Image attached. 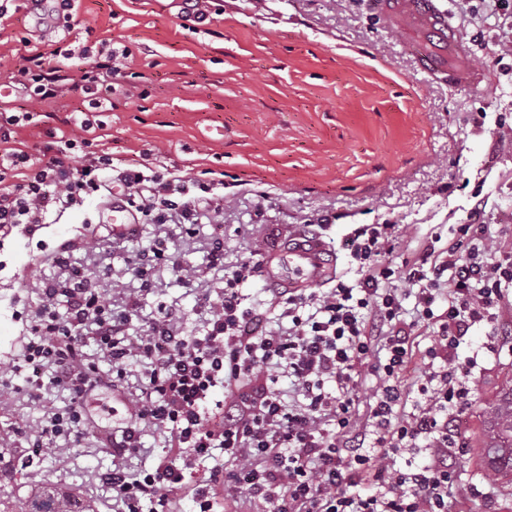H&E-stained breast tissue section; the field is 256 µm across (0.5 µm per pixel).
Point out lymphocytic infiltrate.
I'll return each instance as SVG.
<instances>
[{"label":"lymphocytic infiltrate","instance_id":"obj_1","mask_svg":"<svg viewBox=\"0 0 512 512\" xmlns=\"http://www.w3.org/2000/svg\"><path fill=\"white\" fill-rule=\"evenodd\" d=\"M73 0H58L63 22L48 35L55 48L31 66L18 68L14 80L30 101L43 102L77 85L88 106L106 111L118 81L135 78L129 48L111 51L106 61L76 64L60 49L70 32ZM33 113L0 111V238L15 229L34 228L82 207L91 195L111 207L112 189L138 224H196L199 217L224 213L223 181L188 179L174 170L117 166L112 154L94 148L81 119L80 135L61 134L43 155L10 147L11 128ZM485 209L476 199L457 231L465 248L447 257L422 249L405 260L406 280L415 285V304L405 308V293L394 271L380 261L395 246L391 224H364L350 233L352 258L364 273L359 285L337 281L325 291L273 289L284 327L274 326L244 304L242 286L259 264L241 260L224 275L220 292L199 294L207 317L200 332L184 334L180 310L161 308L145 329L131 333L139 308L138 292L119 288L121 304L103 299L90 279L67 270L43 288L28 329L21 358L8 366L23 377L27 396L38 400L45 379L68 391L70 405L45 413L35 433L41 449L65 439L79 447L93 425L85 407L105 381L86 355L87 343L112 364L117 379L131 365L140 368L141 390L121 393L119 403L132 420L113 432L107 446L112 468L101 479L121 504V512H162L171 493L183 490L196 460L224 452L229 467L210 475L193 494L196 512H217L219 502L246 493L252 512H448L457 481L448 462L446 415L470 400L473 359L460 358V336L475 324L498 318L512 294V252L495 247L479 219ZM167 265L179 280L196 279L192 266L161 244L139 253L132 266L143 289ZM432 326L436 340L419 388L425 400L416 413L400 416L403 388L399 375L409 359L410 323ZM385 361L371 363L375 346ZM376 373L380 387L370 411L371 426L353 427L355 402L364 370ZM287 390H280V378ZM293 393L287 401L285 393ZM163 435L167 454L152 466L130 469L128 459L142 446L139 424ZM428 450L421 465L397 467L398 453ZM222 482L223 499L213 485Z\"/></svg>","mask_w":512,"mask_h":512}]
</instances>
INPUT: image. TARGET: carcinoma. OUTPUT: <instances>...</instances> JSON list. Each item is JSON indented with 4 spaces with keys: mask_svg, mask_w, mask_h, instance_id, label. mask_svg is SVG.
I'll list each match as a JSON object with an SVG mask.
<instances>
[{
    "mask_svg": "<svg viewBox=\"0 0 512 512\" xmlns=\"http://www.w3.org/2000/svg\"><path fill=\"white\" fill-rule=\"evenodd\" d=\"M480 466L483 474L497 481L512 477V379L502 386L495 403L483 414ZM8 461L23 468L32 457L16 448H0V463ZM24 485H0V512H75L76 495L64 483H39L22 491Z\"/></svg>",
    "mask_w": 512,
    "mask_h": 512,
    "instance_id": "cac0c4a2",
    "label": "carcinoma"
}]
</instances>
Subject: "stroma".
<instances>
[{
  "label": "stroma",
  "mask_w": 512,
  "mask_h": 512,
  "mask_svg": "<svg viewBox=\"0 0 512 512\" xmlns=\"http://www.w3.org/2000/svg\"><path fill=\"white\" fill-rule=\"evenodd\" d=\"M18 3L0 30L2 74L51 50L43 20L49 0L37 9L30 0ZM504 3V15L492 25L480 13L448 7L461 37L452 68L477 79L467 87L430 80L404 33L372 16L370 0H208L200 23L182 19L183 0H76L68 41L75 48L119 42L143 74L136 89L113 95L102 127L91 131L115 164L136 162L149 149L184 175H223L225 266L248 257L255 245L285 244L304 219L328 213L334 221L324 239L335 254L336 275L354 285L362 273L347 246L353 225L397 224L396 248L382 261L398 270L419 246L443 251L456 243L457 226L477 195L486 201L482 220L489 234L502 250L512 249V149L492 147L499 126H512V0ZM0 106L40 112V123L13 135L15 146L35 152L86 102L75 89L33 103L15 85L0 89ZM106 216L91 197L59 223L0 242V364L20 358L41 290L60 275L52 255L67 240L77 243L70 269L95 277L106 294L112 281L99 277L100 266L110 265L113 276L138 289L131 258L167 239L200 275L188 286L159 267L131 330L140 332L164 305L183 312L185 333L201 328L198 289L224 286L223 268L207 262L212 225H197L189 235L172 224H143L134 238L119 240ZM507 328L504 321L477 324L458 348L460 357L476 356L477 363L475 392L457 412L470 429L465 446L452 448L460 489L449 512H512V497L503 484L484 478L475 452L480 414L512 376ZM409 342L412 361L401 374L405 415L421 402L417 381L432 329L416 328ZM113 398L112 391H98L87 407L101 434L61 453L40 452L33 474L74 483L78 494L97 501L99 512H118L98 479L112 465L101 435L112 430ZM69 403L68 392L49 383L36 402L19 380L2 384L0 434L33 448L44 412Z\"/></svg>",
  "instance_id": "1"
}]
</instances>
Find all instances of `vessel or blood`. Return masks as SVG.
Instances as JSON below:
<instances>
[{
    "label": "vessel or blood",
    "instance_id": "b4317fda",
    "mask_svg": "<svg viewBox=\"0 0 512 512\" xmlns=\"http://www.w3.org/2000/svg\"><path fill=\"white\" fill-rule=\"evenodd\" d=\"M384 18L411 35L410 50L432 78L458 82L448 68V0H375ZM266 271L271 282L295 292L330 280L335 264L321 239H303L270 250Z\"/></svg>",
    "mask_w": 512,
    "mask_h": 512
}]
</instances>
